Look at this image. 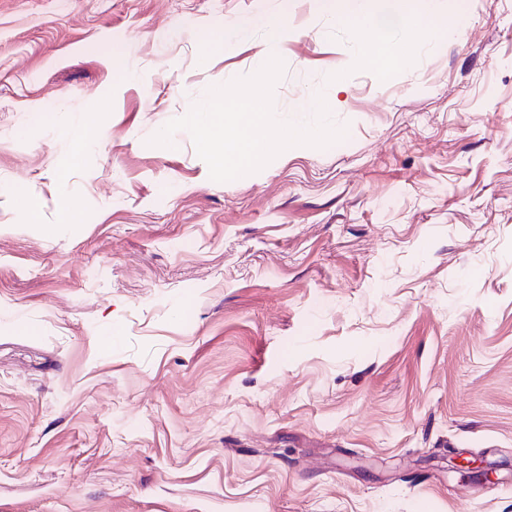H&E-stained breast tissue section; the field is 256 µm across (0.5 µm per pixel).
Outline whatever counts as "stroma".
Segmentation results:
<instances>
[{
  "label": "stroma",
  "mask_w": 512,
  "mask_h": 512,
  "mask_svg": "<svg viewBox=\"0 0 512 512\" xmlns=\"http://www.w3.org/2000/svg\"><path fill=\"white\" fill-rule=\"evenodd\" d=\"M436 2L380 79L320 0H0V512H512V0ZM272 55L342 141L151 145Z\"/></svg>",
  "instance_id": "obj_1"
}]
</instances>
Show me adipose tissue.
<instances>
[{
	"label": "adipose tissue",
	"instance_id": "1",
	"mask_svg": "<svg viewBox=\"0 0 512 512\" xmlns=\"http://www.w3.org/2000/svg\"><path fill=\"white\" fill-rule=\"evenodd\" d=\"M407 2L408 0H392L393 7L402 20L400 39L394 42L377 39L370 46L378 78H386L406 63L408 43L431 39L450 30L445 12L432 11L423 15L409 8Z\"/></svg>",
	"mask_w": 512,
	"mask_h": 512
}]
</instances>
